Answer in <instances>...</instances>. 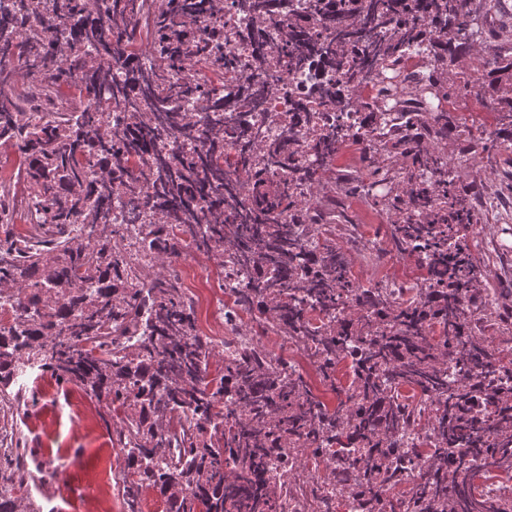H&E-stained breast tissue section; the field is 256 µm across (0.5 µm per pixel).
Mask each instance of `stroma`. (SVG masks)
Wrapping results in <instances>:
<instances>
[{
	"mask_svg": "<svg viewBox=\"0 0 512 512\" xmlns=\"http://www.w3.org/2000/svg\"><path fill=\"white\" fill-rule=\"evenodd\" d=\"M461 176L463 183H482L487 194L502 192L512 184V156L493 150L481 163L463 164ZM344 208L361 226L357 244H350L344 225H332L330 234L344 251L356 283L365 288H383L391 282L415 287L419 271L412 260L393 251L381 259L373 254L374 244L388 233L385 215L357 196L345 200ZM510 225L512 204L506 203L485 212L475 227L473 250L487 255L482 284L495 294L512 288V236L503 232ZM178 264L188 295L203 298L195 308L198 328L214 327L210 301L221 296L224 287L217 261L190 249ZM25 395L29 424L23 444L31 465L45 468L59 456L70 462L63 475L32 488L36 504L44 512H112L121 492L112 486L111 467L124 462L115 422L77 386L59 383L47 374L30 383Z\"/></svg>",
	"mask_w": 512,
	"mask_h": 512,
	"instance_id": "obj_1",
	"label": "stroma"
}]
</instances>
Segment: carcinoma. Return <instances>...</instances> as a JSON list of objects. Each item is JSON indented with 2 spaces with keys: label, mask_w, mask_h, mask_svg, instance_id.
Segmentation results:
<instances>
[{
  "label": "carcinoma",
  "mask_w": 512,
  "mask_h": 512,
  "mask_svg": "<svg viewBox=\"0 0 512 512\" xmlns=\"http://www.w3.org/2000/svg\"><path fill=\"white\" fill-rule=\"evenodd\" d=\"M232 0L252 54L224 49L226 0H0V59L37 73L62 109L34 121L27 88L0 68V141L21 152L30 212L24 234L0 213V412L36 363L116 419L125 512L159 493L166 512H277L308 484L323 512L382 499L407 512H512L478 497V472L512 470V359L485 331L493 306L462 228L480 223L481 187L440 145L472 131L460 98H489L495 128L473 155L512 144V11L504 0ZM455 41L442 39L447 32ZM324 78L264 133L249 113L288 93L284 74L311 58ZM367 172L336 176L344 148ZM364 195L422 285L402 300L363 288L319 223L325 192ZM219 260L234 305L296 344L346 399L329 408L293 366L256 341L216 345L197 330L174 267L187 242ZM436 396L427 449L407 438L399 388ZM27 452L0 450V512L31 502ZM272 458L285 472L270 474Z\"/></svg>",
  "instance_id": "cac0c4a2"
}]
</instances>
